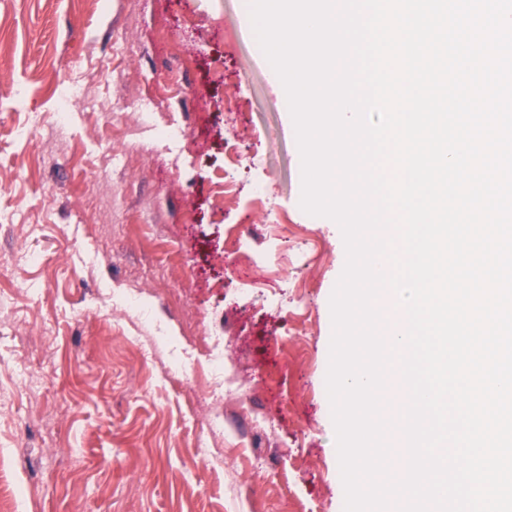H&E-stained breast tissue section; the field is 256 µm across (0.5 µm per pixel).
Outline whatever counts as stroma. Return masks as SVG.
<instances>
[{"instance_id": "1", "label": "stroma", "mask_w": 512, "mask_h": 512, "mask_svg": "<svg viewBox=\"0 0 512 512\" xmlns=\"http://www.w3.org/2000/svg\"><path fill=\"white\" fill-rule=\"evenodd\" d=\"M243 2L0 0V496L22 484L17 512H344L326 373L346 250L299 205L287 97ZM72 80L110 111L18 135ZM143 97L153 123L183 113L181 146L137 133ZM22 250L37 264L15 267ZM128 286L154 296L138 329L112 313ZM209 343L237 392L210 387Z\"/></svg>"}]
</instances>
